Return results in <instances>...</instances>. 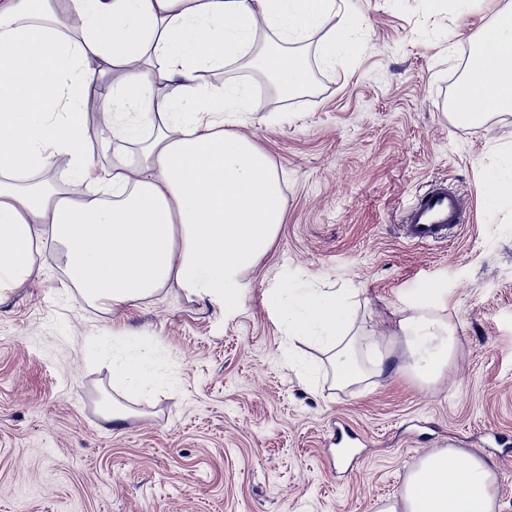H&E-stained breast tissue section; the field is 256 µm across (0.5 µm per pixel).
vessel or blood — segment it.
I'll use <instances>...</instances> for the list:
<instances>
[{
  "label": "vessel or blood",
  "mask_w": 512,
  "mask_h": 512,
  "mask_svg": "<svg viewBox=\"0 0 512 512\" xmlns=\"http://www.w3.org/2000/svg\"><path fill=\"white\" fill-rule=\"evenodd\" d=\"M470 211L463 199L447 186L433 185L409 210L403 232L411 241L426 244L446 240L449 230L469 223Z\"/></svg>",
  "instance_id": "1"
}]
</instances>
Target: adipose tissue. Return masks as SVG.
I'll use <instances>...</instances> for the list:
<instances>
[{
    "label": "adipose tissue",
    "instance_id": "1",
    "mask_svg": "<svg viewBox=\"0 0 512 512\" xmlns=\"http://www.w3.org/2000/svg\"><path fill=\"white\" fill-rule=\"evenodd\" d=\"M83 19L84 41L67 38L49 16L51 0H9L0 7V288L28 279L41 225H50L65 273L83 302L121 306L169 285L239 304L241 278L274 241L284 216L278 172L253 139L234 131L235 117L259 100L239 85L199 90L195 72L258 62L280 96L304 90L309 34L332 63L347 48L336 0H69ZM277 44L267 48L259 32ZM112 64L120 82L104 80L89 56ZM160 68H146L149 59ZM166 84V96L153 86ZM96 98L112 136L137 145L138 162L115 156L106 181L93 178L84 151L86 99ZM457 107L482 122L512 111V5L497 10L468 63ZM63 120H54V113ZM65 158L64 186H24L22 174ZM443 289L425 288L398 321L409 369L437 379L456 338L435 317ZM288 334L334 355V380L347 385L380 375L389 359L362 369L348 354L352 312L333 289L310 288L288 301ZM112 383L155 388L152 367L133 353L112 362ZM496 476L480 459L451 448L424 456L398 500L384 512H493Z\"/></svg>",
    "mask_w": 512,
    "mask_h": 512
}]
</instances>
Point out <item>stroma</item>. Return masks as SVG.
Listing matches in <instances>:
<instances>
[{
  "label": "stroma",
  "instance_id": "35a3bbf8",
  "mask_svg": "<svg viewBox=\"0 0 512 512\" xmlns=\"http://www.w3.org/2000/svg\"><path fill=\"white\" fill-rule=\"evenodd\" d=\"M349 52L280 97L258 72L200 68V89L239 83L242 115L283 182L284 222L242 277L232 309L166 288L112 309L70 288L44 234L36 274L0 292V512H378L423 456L455 445L496 475L494 512H512V196L484 202L512 152V112L482 123L449 107L489 13L458 26L450 0H336ZM444 180L473 209L445 243L406 240L417 196ZM351 292L358 363L392 349L400 312L444 289L455 353L432 383L392 372L339 386L322 350L288 337L275 289ZM133 337L166 384L134 398L96 353ZM130 410L104 420L112 404ZM358 436L357 462L333 443Z\"/></svg>",
  "mask_w": 512,
  "mask_h": 512
}]
</instances>
